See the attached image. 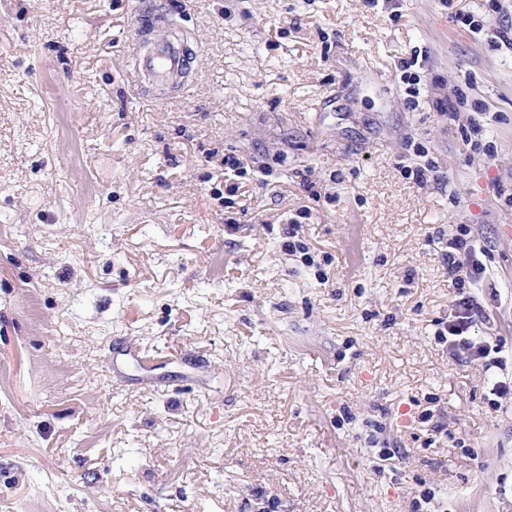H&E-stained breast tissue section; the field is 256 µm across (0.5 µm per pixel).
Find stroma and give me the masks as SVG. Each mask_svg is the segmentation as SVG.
Instances as JSON below:
<instances>
[{"instance_id": "stroma-1", "label": "stroma", "mask_w": 512, "mask_h": 512, "mask_svg": "<svg viewBox=\"0 0 512 512\" xmlns=\"http://www.w3.org/2000/svg\"><path fill=\"white\" fill-rule=\"evenodd\" d=\"M147 8L193 49L172 92L126 77ZM505 27L512 0H0V512H512ZM460 225L501 370L435 336ZM449 248L455 252L448 251L446 255L448 273H455L465 262L469 267V288H481L486 267L478 259V253L484 255L487 250L484 240L476 237L467 226H460L449 240Z\"/></svg>"}]
</instances>
